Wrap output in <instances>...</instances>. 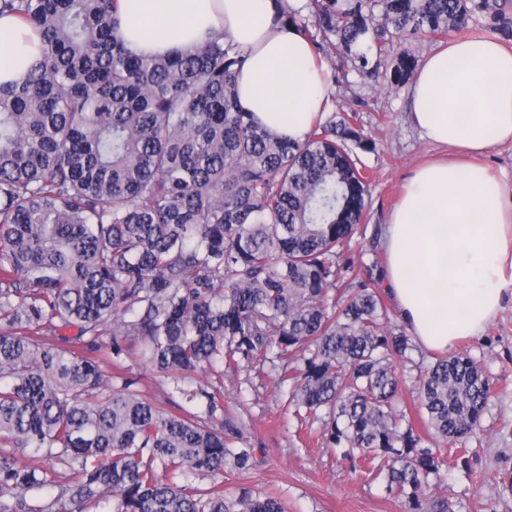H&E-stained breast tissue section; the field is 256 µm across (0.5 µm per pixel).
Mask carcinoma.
I'll list each match as a JSON object with an SVG mask.
<instances>
[{
	"label": "carcinoma",
	"instance_id": "cac0c4a2",
	"mask_svg": "<svg viewBox=\"0 0 512 512\" xmlns=\"http://www.w3.org/2000/svg\"><path fill=\"white\" fill-rule=\"evenodd\" d=\"M116 2L0 0L41 36L27 79L0 85V512H285L245 486L228 498L222 481L256 465L235 447L243 428L224 410V373L268 362L296 416L328 409L322 440L406 512H450L427 495L439 454L395 407L408 336L381 329L377 288L337 287L368 209L359 153L373 145L356 114L317 121L303 143L280 137L239 103L238 44L222 35L134 56ZM273 2L316 57L331 46L394 86L417 66L395 50L407 35L446 36L479 14L512 42V0H309L307 16ZM115 321L114 369L134 336L157 375L221 381L175 386L202 413L160 408L131 380L112 388L95 352ZM68 328L76 335L42 334ZM418 392L429 426L454 442L481 426L490 379L453 355Z\"/></svg>",
	"mask_w": 512,
	"mask_h": 512
}]
</instances>
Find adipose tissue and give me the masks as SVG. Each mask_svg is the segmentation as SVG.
Here are the masks:
<instances>
[{"mask_svg": "<svg viewBox=\"0 0 512 512\" xmlns=\"http://www.w3.org/2000/svg\"><path fill=\"white\" fill-rule=\"evenodd\" d=\"M273 0H118V34L137 55H168L231 37L247 54L236 78L242 107L278 136L304 142L330 102L331 81ZM167 20L177 38L146 37ZM0 84L23 81L39 57L37 32L0 17ZM410 120L452 158L418 166L384 228L385 279L409 332L445 351L482 336L512 300V182L474 159L512 147V47L492 36L448 40L410 87Z\"/></svg>", "mask_w": 512, "mask_h": 512, "instance_id": "obj_1", "label": "adipose tissue"}]
</instances>
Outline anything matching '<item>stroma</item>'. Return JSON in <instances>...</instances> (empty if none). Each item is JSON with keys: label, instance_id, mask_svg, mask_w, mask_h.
Instances as JSON below:
<instances>
[{"label": "stroma", "instance_id": "35a3bbf8", "mask_svg": "<svg viewBox=\"0 0 512 512\" xmlns=\"http://www.w3.org/2000/svg\"><path fill=\"white\" fill-rule=\"evenodd\" d=\"M333 111L356 114L365 137L375 148L363 154L374 171L370 205L350 242L354 265L349 282L374 280L385 287V268L374 260L384 257L381 238L387 218L416 165L434 153L408 119V86L390 87L357 74L332 85ZM122 378L135 379L143 394L167 409L181 396L172 380L156 377L140 360V342L126 341ZM457 354L471 357L489 373L493 395L477 434L446 446L427 424H420L425 445L441 449L446 461L430 493L448 500L453 512H512V301H506L483 336L461 340ZM437 359L436 352L413 345L397 371L404 380L400 409H414L419 400L416 382ZM286 390L274 372L240 369L224 379V406L236 415L244 431V445L257 459L247 475L224 474V492L239 487L279 498L286 512H405L402 499L388 494L382 483L366 480L344 459L341 448L324 447L308 428L300 426L287 407Z\"/></svg>", "mask_w": 512, "mask_h": 512}]
</instances>
